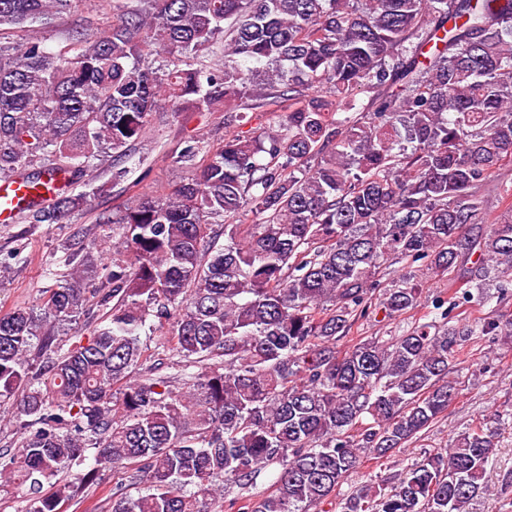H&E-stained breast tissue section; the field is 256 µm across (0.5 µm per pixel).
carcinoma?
I'll return each instance as SVG.
<instances>
[{
    "label": "carcinoma",
    "mask_w": 512,
    "mask_h": 512,
    "mask_svg": "<svg viewBox=\"0 0 512 512\" xmlns=\"http://www.w3.org/2000/svg\"><path fill=\"white\" fill-rule=\"evenodd\" d=\"M80 2L0 0V178L68 185L24 223L67 222L106 145L123 182L176 112L224 109V139L188 141L170 191L98 214L121 237L105 288L87 295L79 245L64 285L0 315V402L21 418L0 499L66 512L112 470L143 492L111 512H314L448 411L461 343L512 328L450 325L443 298L440 326L336 347L371 309L417 306L411 279L378 280L391 257L463 281L467 304L486 303L488 271L512 277V211L487 224L481 196L512 160V0H111L94 41L90 17L54 52L4 40ZM249 112L268 124L239 130ZM92 298L102 321L61 345ZM495 450L469 427L342 512H466ZM271 465L273 490L250 494Z\"/></svg>",
    "instance_id": "1"
}]
</instances>
